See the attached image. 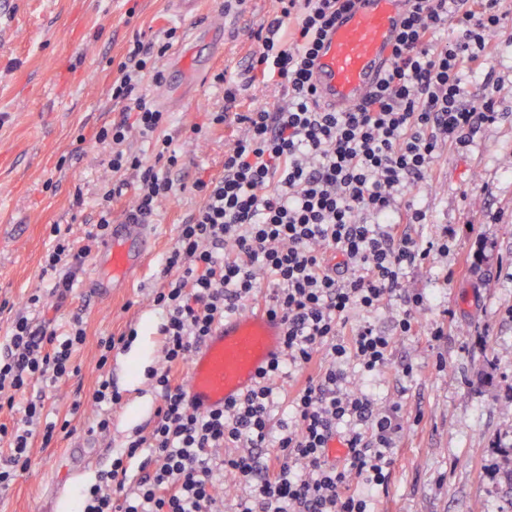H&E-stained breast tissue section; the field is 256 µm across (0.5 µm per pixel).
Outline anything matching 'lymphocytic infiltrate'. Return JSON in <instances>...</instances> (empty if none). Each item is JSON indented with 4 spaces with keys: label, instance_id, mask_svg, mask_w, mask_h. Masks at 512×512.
<instances>
[{
    "label": "lymphocytic infiltrate",
    "instance_id": "lymphocytic-infiltrate-1",
    "mask_svg": "<svg viewBox=\"0 0 512 512\" xmlns=\"http://www.w3.org/2000/svg\"><path fill=\"white\" fill-rule=\"evenodd\" d=\"M278 3L280 14L268 23L249 70L277 79L283 97L274 108L233 114L228 107L241 87L225 73L215 77L226 108L213 113L212 123L231 120L244 130L224 152L222 175L194 184L201 203L164 259L168 280L153 298L164 312V362L150 373L161 398L154 425L86 488L81 512H222L217 482L226 473L257 484L239 512H370L357 486L385 481L401 425L366 394L348 389L347 367L379 371L392 339L369 321L351 322L350 314L373 312L401 289L406 269L424 264L431 252L447 253V243L424 244L407 233L425 215L397 200L430 179L441 145L466 146L482 124L495 121V88L468 103L462 81L490 68L508 15L501 0H407L379 85L354 110L332 112L318 102L312 69L338 14L354 0ZM287 20L294 30L285 39ZM450 29L455 37L448 40ZM166 36L155 46L131 41L112 83V97L125 101L128 117L100 127L96 139L111 146L116 177L103 182L97 220L81 242L54 231L42 268L51 295L72 290L126 190L134 192L129 224L151 223L159 204L176 195L171 170L178 156L170 139L158 141L153 165L123 149L131 132L148 137L165 122L143 80L166 55L175 29ZM266 283L274 290L265 307L285 324L281 358L240 400L221 410H192L174 368ZM83 341L81 325L62 337L23 314L0 341V409L22 412L19 421L0 423V439L11 442L0 462L1 488L28 471L33 434L48 445L68 433L69 420L43 422L40 400L16 398L31 383L73 374L72 353ZM312 366L316 375L292 398L293 423L271 433L275 378ZM338 439L344 455L336 463L329 448ZM269 440L276 451L258 479L253 451ZM132 459L140 462L136 479L128 471Z\"/></svg>",
    "mask_w": 512,
    "mask_h": 512
}]
</instances>
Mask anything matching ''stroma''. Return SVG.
I'll return each instance as SVG.
<instances>
[{
  "instance_id": "obj_1",
  "label": "stroma",
  "mask_w": 512,
  "mask_h": 512,
  "mask_svg": "<svg viewBox=\"0 0 512 512\" xmlns=\"http://www.w3.org/2000/svg\"><path fill=\"white\" fill-rule=\"evenodd\" d=\"M277 11V0H203L200 17L189 20L175 16L169 0H17L0 26V337L22 312L52 321L61 334L76 321L85 331L72 356L75 373L26 390L42 399L49 419H70V432L47 446L33 439L30 469L0 491V512H78L81 490L131 436L150 430L160 397L145 372L164 361L152 302L166 283L162 259L201 203L193 183L222 174L224 151L243 132L236 123L211 124V113L224 107V88L212 80L167 109L160 134L179 155L172 176L186 190L158 207L151 257L110 299L98 300L87 264L65 299L50 296L27 310L28 296L44 287L52 226L78 241L96 219L99 185L112 172L111 148L95 133L123 117L124 102L111 94L129 42H157L173 27L184 48L189 28L222 13L220 48L204 39L191 45L205 61L221 51L223 71L241 80L260 49L256 31ZM497 42L489 71L463 83L470 97L497 84L496 121L467 146L441 148L431 180L409 193L426 215L410 233L424 243L447 240L448 253L407 269L402 295L370 314L393 338L387 366L351 371L352 389L403 415L385 483L360 487L372 512H512V24ZM414 293L426 301L416 314L421 332L396 335L403 298ZM439 324L447 330L435 341L429 333ZM131 327L137 334L126 349L100 363L101 339ZM407 364L412 374H403ZM104 376L121 402L100 434L92 429L91 396Z\"/></svg>"
}]
</instances>
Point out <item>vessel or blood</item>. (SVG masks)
Instances as JSON below:
<instances>
[{
	"label": "vessel or blood",
	"mask_w": 512,
	"mask_h": 512,
	"mask_svg": "<svg viewBox=\"0 0 512 512\" xmlns=\"http://www.w3.org/2000/svg\"><path fill=\"white\" fill-rule=\"evenodd\" d=\"M406 0H355L328 32L313 69L325 109L346 112L376 87L388 66ZM149 225L116 224L96 264V288L120 286L146 260ZM284 325L259 308L225 317L193 352L184 381L191 408L208 412L244 396L282 349Z\"/></svg>",
	"instance_id": "b4317fda"
}]
</instances>
